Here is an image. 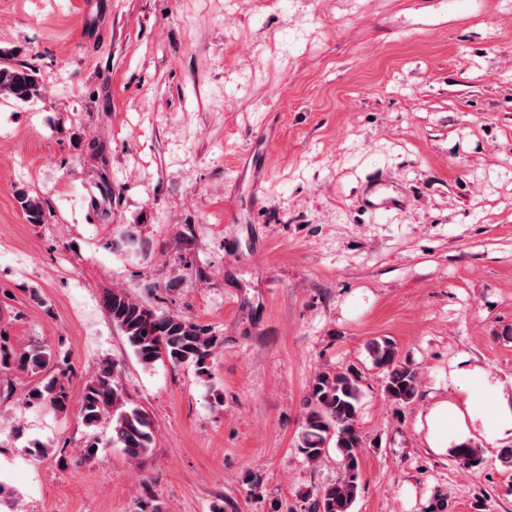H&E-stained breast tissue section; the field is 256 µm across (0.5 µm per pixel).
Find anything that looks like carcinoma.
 Wrapping results in <instances>:
<instances>
[{"instance_id": "1", "label": "carcinoma", "mask_w": 512, "mask_h": 512, "mask_svg": "<svg viewBox=\"0 0 512 512\" xmlns=\"http://www.w3.org/2000/svg\"><path fill=\"white\" fill-rule=\"evenodd\" d=\"M35 70L0 65V96L29 102L41 95ZM16 200L31 224H40L45 214L40 198L21 189ZM103 307L112 325L125 336L136 359L146 368L159 361L177 367L192 364L201 376L210 375L209 365L219 348L217 336L195 322L157 311L124 288L105 291ZM374 367L385 372L386 396L401 404L413 402L419 394L420 376L416 368L399 360L394 344L374 339L366 346ZM52 353L39 348L16 351L0 339V374L14 369L40 373L47 368ZM28 404H48L55 411L67 409V394L57 375L44 378L25 394ZM306 424L300 452L312 463L320 462L336 449L342 477L336 483L309 492V512H352L361 479L363 441L356 427L360 409L359 376L354 372L317 374L305 399ZM80 412L87 427L95 428L103 418L112 422V444L132 459L144 455L154 445V430L146 411L131 406L119 385L116 367L103 366L85 388ZM448 455L467 467L482 464L479 446L466 442L450 448Z\"/></svg>"}]
</instances>
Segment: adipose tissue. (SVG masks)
<instances>
[{"label": "adipose tissue", "instance_id": "obj_1", "mask_svg": "<svg viewBox=\"0 0 512 512\" xmlns=\"http://www.w3.org/2000/svg\"><path fill=\"white\" fill-rule=\"evenodd\" d=\"M478 393L469 394L462 404L443 402L436 405L427 416L428 443L433 451L440 452L449 443H464L473 437L475 428L498 437H512V406L498 398L499 385L481 376ZM493 405L494 410L482 425H475L478 406Z\"/></svg>", "mask_w": 512, "mask_h": 512}]
</instances>
